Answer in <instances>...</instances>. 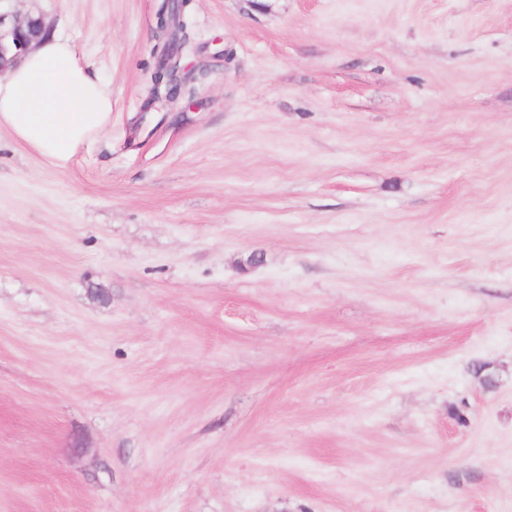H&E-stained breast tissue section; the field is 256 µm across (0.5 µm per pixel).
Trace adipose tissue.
<instances>
[{"label": "adipose tissue", "mask_w": 512, "mask_h": 512, "mask_svg": "<svg viewBox=\"0 0 512 512\" xmlns=\"http://www.w3.org/2000/svg\"><path fill=\"white\" fill-rule=\"evenodd\" d=\"M112 123V87L67 40L45 34L0 77V127L67 163Z\"/></svg>", "instance_id": "ef3b65f1"}]
</instances>
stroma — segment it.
I'll list each match as a JSON object with an SVG mask.
<instances>
[{
  "label": "stroma",
  "instance_id": "stroma-1",
  "mask_svg": "<svg viewBox=\"0 0 512 512\" xmlns=\"http://www.w3.org/2000/svg\"><path fill=\"white\" fill-rule=\"evenodd\" d=\"M0 0L112 85L0 128V512H512V0ZM178 71L177 60L174 59L173 55H170L160 62L155 73V75H159V77H154L156 85L165 83L167 88L166 97L169 99H174L179 93Z\"/></svg>",
  "mask_w": 512,
  "mask_h": 512
}]
</instances>
